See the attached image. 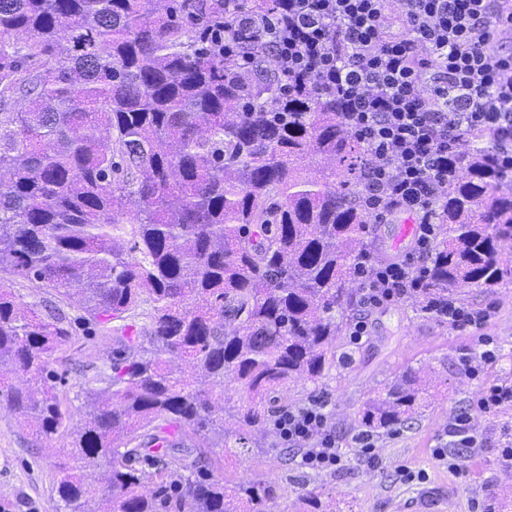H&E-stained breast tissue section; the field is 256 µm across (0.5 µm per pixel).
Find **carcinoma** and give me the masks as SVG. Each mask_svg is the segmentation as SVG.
<instances>
[{"label": "carcinoma", "instance_id": "carcinoma-1", "mask_svg": "<svg viewBox=\"0 0 512 512\" xmlns=\"http://www.w3.org/2000/svg\"><path fill=\"white\" fill-rule=\"evenodd\" d=\"M225 0H0V405L38 440L67 437L56 512H253L273 497L252 480L226 493L216 461L157 468L144 491L132 463L170 452L246 448L277 393L349 366L338 352L354 300L346 287L373 218L363 206V147L336 102L285 95L269 67L247 81L183 19ZM309 156L331 164L309 177ZM448 183L428 293L512 283V191L482 133ZM22 279L52 295L39 308ZM84 297L78 318L65 307ZM148 320L66 402L52 367L73 321L106 329ZM193 368L186 374L175 362ZM245 403L228 405L224 383ZM426 400L416 370L360 413L362 433L405 425ZM235 420L232 437L224 419ZM110 469L106 486L85 472Z\"/></svg>", "mask_w": 512, "mask_h": 512}]
</instances>
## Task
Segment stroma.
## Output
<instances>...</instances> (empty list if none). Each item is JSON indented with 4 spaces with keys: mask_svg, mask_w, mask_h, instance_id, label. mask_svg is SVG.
Listing matches in <instances>:
<instances>
[{
    "mask_svg": "<svg viewBox=\"0 0 512 512\" xmlns=\"http://www.w3.org/2000/svg\"><path fill=\"white\" fill-rule=\"evenodd\" d=\"M459 299L470 306L496 303L497 315L488 329L498 342L494 359H482L478 335L452 332L445 324L416 314L410 304L364 312L367 336L356 345L343 343L355 351L351 365L332 373L323 386L299 381L280 393L287 408L318 395L328 400L343 467L319 473L303 468L300 449L281 447L264 427L253 433L255 448L220 454L218 475L230 486L249 479L272 485L276 512H397L400 504L431 489L452 493L455 512H472L474 502L482 499L492 512H512V466L501 462L498 454L504 429L512 427V405L493 415L476 405L479 383L512 384V288H468ZM119 349L112 336L77 328L54 355L53 367L66 379L61 394L75 398L97 370L110 366ZM466 351L476 353L481 381L469 379L462 370L459 359ZM410 367L419 369L426 382L425 405L411 428L375 436L373 454L365 456L356 442L360 409ZM460 411L470 415L479 442L462 458L469 472L464 482L432 455L448 431L450 416ZM58 463L51 444L36 440L20 418L0 408V512H47L55 506ZM405 469L425 472L426 477L405 481ZM305 488L316 491V500L301 499Z\"/></svg>",
    "mask_w": 512,
    "mask_h": 512,
    "instance_id": "stroma-1",
    "label": "stroma"
}]
</instances>
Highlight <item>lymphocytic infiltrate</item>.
Returning a JSON list of instances; mask_svg holds the SVG:
<instances>
[{
	"mask_svg": "<svg viewBox=\"0 0 512 512\" xmlns=\"http://www.w3.org/2000/svg\"><path fill=\"white\" fill-rule=\"evenodd\" d=\"M213 48L237 74L256 71L252 51L269 47L293 94L336 100L344 126L364 148L362 201L376 222L417 220L411 253L376 263L362 251L353 273L358 305L403 303L428 286V258L442 226L437 203L459 172L470 132L494 138V158L512 176V7L506 0H280L273 14L225 15L210 27ZM423 313L456 332L484 333L497 307L455 295L427 300ZM279 443L302 451L303 467H342L322 399L279 411Z\"/></svg>",
	"mask_w": 512,
	"mask_h": 512,
	"instance_id": "1",
	"label": "lymphocytic infiltrate"
}]
</instances>
